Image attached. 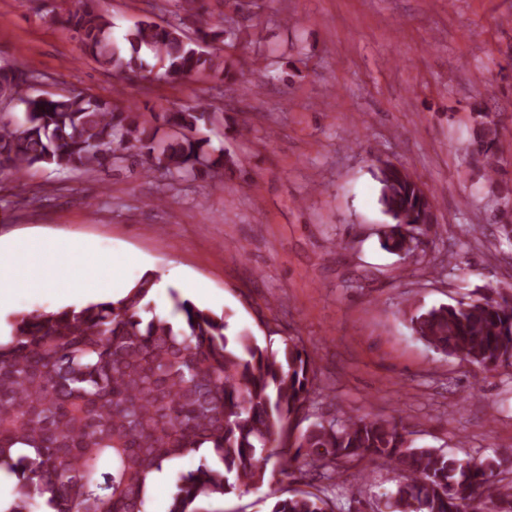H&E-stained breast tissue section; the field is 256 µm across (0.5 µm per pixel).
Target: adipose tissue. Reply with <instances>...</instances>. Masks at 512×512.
Returning <instances> with one entry per match:
<instances>
[{
  "label": "adipose tissue",
  "mask_w": 512,
  "mask_h": 512,
  "mask_svg": "<svg viewBox=\"0 0 512 512\" xmlns=\"http://www.w3.org/2000/svg\"><path fill=\"white\" fill-rule=\"evenodd\" d=\"M131 266L128 256L84 242L25 239L0 251V268L12 271L11 282L0 283V309L23 305L31 291L60 285L75 297L113 300L128 292Z\"/></svg>",
  "instance_id": "obj_1"
}]
</instances>
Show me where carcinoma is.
<instances>
[{"label": "carcinoma", "instance_id": "obj_1", "mask_svg": "<svg viewBox=\"0 0 512 512\" xmlns=\"http://www.w3.org/2000/svg\"><path fill=\"white\" fill-rule=\"evenodd\" d=\"M171 19L145 15L113 37L111 17L93 0H77L63 24L83 53L119 81L143 72L184 85L194 76L242 73L210 50L244 39L232 17L189 26L201 0H172ZM37 77L0 67V99L25 106L20 119L0 113V174L24 177L34 167L98 173L137 149L148 167L174 178L212 175L235 164L209 149L201 128L224 108L199 101L153 113L167 138L138 107L120 108L82 90L33 95ZM498 122L475 112L470 160L489 182L499 173ZM378 202L389 219L383 250L415 255L436 223L431 196L391 162L377 168ZM156 280L144 274L121 298L56 311L11 314L0 340V472L16 483L8 512H146L150 475L201 454L177 474L166 512H202L198 504L269 486L270 512H336L323 489L282 488L278 476L305 466L328 480L348 464L383 461L402 480L377 512H512V450L474 462L414 446L395 419L334 416L288 442L316 391L313 361L292 337L274 350L248 330L234 332L227 315L170 292L171 313L150 305ZM412 334L428 347L485 369L512 365V294L419 307ZM273 469H268L270 460Z\"/></svg>", "mask_w": 512, "mask_h": 512}]
</instances>
